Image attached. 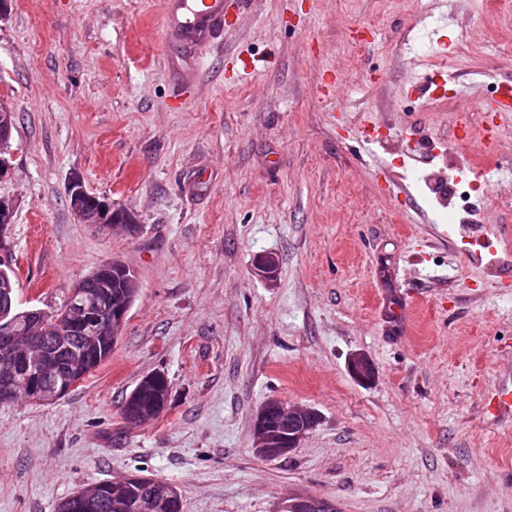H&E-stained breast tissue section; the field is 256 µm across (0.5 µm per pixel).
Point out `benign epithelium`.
<instances>
[{
	"label": "benign epithelium",
	"mask_w": 512,
	"mask_h": 512,
	"mask_svg": "<svg viewBox=\"0 0 512 512\" xmlns=\"http://www.w3.org/2000/svg\"><path fill=\"white\" fill-rule=\"evenodd\" d=\"M15 107L7 102L0 103V170L8 165L7 155L11 154L13 130L15 129ZM70 206L77 218L84 224L118 225L134 231L132 218L124 210L112 209V204L88 192L80 179H75L69 187ZM12 204L0 198V266H11V245L7 240V229L13 223ZM278 259L271 255H260L255 259L254 272L260 277L271 280L276 276ZM121 281L129 288L136 287L138 279L133 269L119 260L100 266L92 275L74 284L78 292H85L91 302L79 307H66L55 313L52 319L53 340L43 339L46 321L44 311L29 309L22 312L27 327V342H35L38 349L26 346L18 336L9 315L17 309L15 292L0 298V400L15 397L16 388L13 376L16 371L28 374L27 398L35 403H50L63 397L75 384L86 376L83 368L82 355L71 346L72 338L82 334L88 322H95L112 338L120 335L130 310L127 293L113 288ZM64 368L68 373V381L61 386L48 390L41 383V377L47 369ZM348 370L360 382L368 383L375 376V366L370 358L356 353L349 358ZM141 388H154L163 393V397L148 408L135 403L129 407L127 419L130 426L140 424L143 416L155 418L160 416L166 407L169 391L168 379L158 371L144 376L139 382ZM319 421L316 411L306 407L285 406L278 399H269L261 407L253 431V444L256 454L265 460L284 457L299 447L301 441L312 431ZM144 483L140 476H127L122 485L115 487L112 482L97 484L99 492L91 495L79 490L63 504L61 512H70L77 506L84 512H94L102 503L109 500L119 509L132 506L127 497V490ZM164 512H180L181 493L176 485L168 484L166 496L158 503Z\"/></svg>",
	"instance_id": "benign-epithelium-1"
}]
</instances>
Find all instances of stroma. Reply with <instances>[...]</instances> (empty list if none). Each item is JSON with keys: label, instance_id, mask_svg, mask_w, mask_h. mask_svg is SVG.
Instances as JSON below:
<instances>
[{"label": "stroma", "instance_id": "1", "mask_svg": "<svg viewBox=\"0 0 512 512\" xmlns=\"http://www.w3.org/2000/svg\"><path fill=\"white\" fill-rule=\"evenodd\" d=\"M499 0H225L223 38L186 49L164 0H11L0 97L16 106L0 198L21 308L121 260L141 292L111 357L51 404L0 403V512H57L128 474L176 484L183 512H512V204L448 224L417 173L449 131L423 77L512 80ZM383 24L368 45L350 28ZM482 33L457 59L460 35ZM418 75L403 78L406 67ZM340 73L339 99L323 96ZM495 155L512 182V125ZM137 226L81 223L68 185ZM279 259L275 281L259 255ZM377 370L356 381L350 354ZM164 372L165 411L128 428L120 405ZM318 425L287 457L256 456L263 403Z\"/></svg>", "mask_w": 512, "mask_h": 512}]
</instances>
